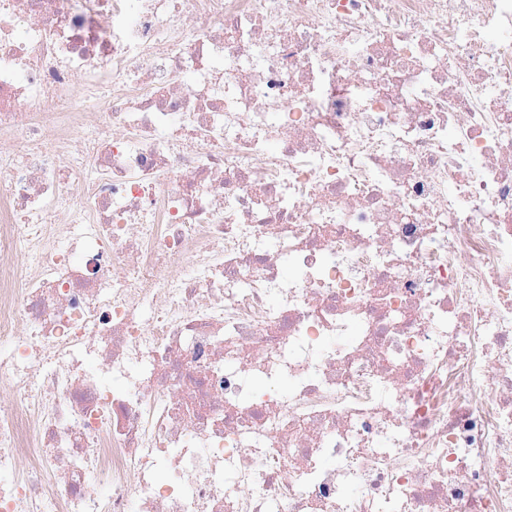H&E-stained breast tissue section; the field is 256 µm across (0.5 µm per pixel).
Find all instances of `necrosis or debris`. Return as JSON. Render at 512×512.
Listing matches in <instances>:
<instances>
[{
  "mask_svg": "<svg viewBox=\"0 0 512 512\" xmlns=\"http://www.w3.org/2000/svg\"><path fill=\"white\" fill-rule=\"evenodd\" d=\"M0 512H512V0H0Z\"/></svg>",
  "mask_w": 512,
  "mask_h": 512,
  "instance_id": "obj_1",
  "label": "necrosis or debris"
}]
</instances>
